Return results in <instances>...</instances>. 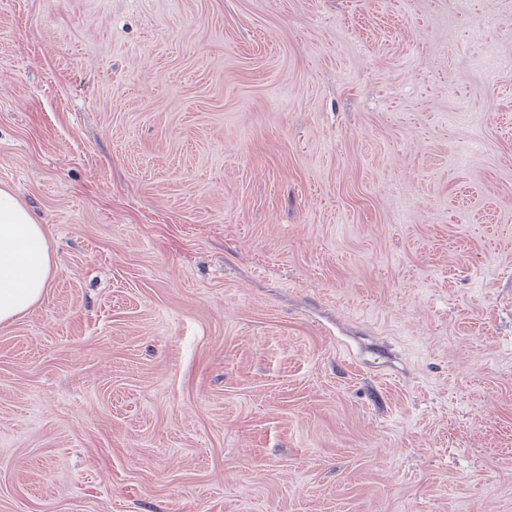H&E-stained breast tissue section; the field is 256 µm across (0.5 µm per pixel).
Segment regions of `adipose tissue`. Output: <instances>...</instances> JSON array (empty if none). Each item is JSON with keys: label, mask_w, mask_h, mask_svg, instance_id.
<instances>
[{"label": "adipose tissue", "mask_w": 512, "mask_h": 512, "mask_svg": "<svg viewBox=\"0 0 512 512\" xmlns=\"http://www.w3.org/2000/svg\"><path fill=\"white\" fill-rule=\"evenodd\" d=\"M51 265L42 225L10 189L0 187V323L14 321L39 301Z\"/></svg>", "instance_id": "1"}]
</instances>
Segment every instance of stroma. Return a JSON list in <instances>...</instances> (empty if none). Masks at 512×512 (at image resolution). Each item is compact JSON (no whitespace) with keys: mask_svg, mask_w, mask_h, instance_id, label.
I'll list each match as a JSON object with an SVG mask.
<instances>
[{"mask_svg":"<svg viewBox=\"0 0 512 512\" xmlns=\"http://www.w3.org/2000/svg\"><path fill=\"white\" fill-rule=\"evenodd\" d=\"M0 512H512V0H0ZM52 265L42 224L0 187V323L27 313L42 297Z\"/></svg>","mask_w":512,"mask_h":512,"instance_id":"1","label":"stroma"}]
</instances>
